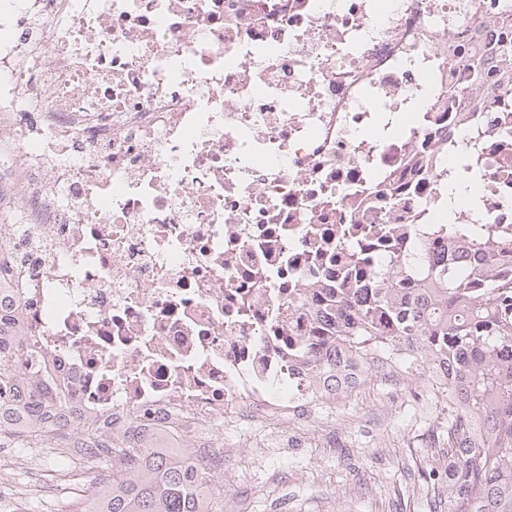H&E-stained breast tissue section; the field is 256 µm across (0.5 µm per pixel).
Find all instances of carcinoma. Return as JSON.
I'll list each match as a JSON object with an SVG mask.
<instances>
[{
	"instance_id": "carcinoma-1",
	"label": "carcinoma",
	"mask_w": 512,
	"mask_h": 512,
	"mask_svg": "<svg viewBox=\"0 0 512 512\" xmlns=\"http://www.w3.org/2000/svg\"><path fill=\"white\" fill-rule=\"evenodd\" d=\"M479 60L498 67L499 92L512 91L507 49L484 46ZM469 248L481 263L459 269L405 262L381 288L366 275L368 255L353 251L351 287H336V307L322 308L318 327L336 367L354 354L407 367L424 356L444 370V417L429 427L424 447L438 449L448 465L432 467L424 479L448 500V512H512V273L503 272L512 249L481 228L469 236ZM19 355L0 314V448H111L138 458L151 474L141 480L114 472L72 512H211L202 477L134 429L118 442L95 432L77 445L47 440L62 396L48 371L24 377ZM34 414L40 442L33 439Z\"/></svg>"
}]
</instances>
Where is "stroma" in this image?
Returning <instances> with one entry per match:
<instances>
[{
    "label": "stroma",
    "mask_w": 512,
    "mask_h": 512,
    "mask_svg": "<svg viewBox=\"0 0 512 512\" xmlns=\"http://www.w3.org/2000/svg\"><path fill=\"white\" fill-rule=\"evenodd\" d=\"M428 417L402 410L382 424L371 401L337 413L322 435L300 448L267 457L262 470L248 452L225 461L239 476L232 500L218 489L210 497L219 512H448V503L419 491L418 472L434 449L407 447L406 428L422 429ZM0 461L13 463L20 497L0 501V512H50L52 490L63 484L58 454H27L0 448Z\"/></svg>",
    "instance_id": "35a3bbf8"
}]
</instances>
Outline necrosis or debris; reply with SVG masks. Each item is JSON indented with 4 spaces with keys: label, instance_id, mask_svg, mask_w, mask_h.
Masks as SVG:
<instances>
[{
    "label": "necrosis or debris",
    "instance_id": "obj_1",
    "mask_svg": "<svg viewBox=\"0 0 512 512\" xmlns=\"http://www.w3.org/2000/svg\"><path fill=\"white\" fill-rule=\"evenodd\" d=\"M480 43L512 0H0V310L98 427L230 490L366 386L303 379L349 243L447 264L473 174L457 223L512 244V106L452 65Z\"/></svg>",
    "mask_w": 512,
    "mask_h": 512
}]
</instances>
